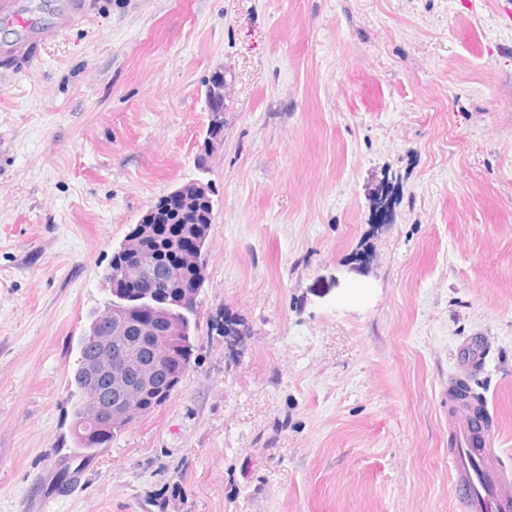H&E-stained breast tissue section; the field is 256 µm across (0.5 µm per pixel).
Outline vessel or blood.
<instances>
[{"mask_svg":"<svg viewBox=\"0 0 512 512\" xmlns=\"http://www.w3.org/2000/svg\"><path fill=\"white\" fill-rule=\"evenodd\" d=\"M461 351L460 373L448 381V456L454 494L463 512H512V471L497 462L495 428L477 422L457 397L461 376L480 369L487 351L476 339L468 340Z\"/></svg>","mask_w":512,"mask_h":512,"instance_id":"b4317fda","label":"vessel or blood"}]
</instances>
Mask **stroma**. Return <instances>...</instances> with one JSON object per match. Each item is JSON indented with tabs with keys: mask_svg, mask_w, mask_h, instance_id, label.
I'll use <instances>...</instances> for the list:
<instances>
[{
	"mask_svg": "<svg viewBox=\"0 0 512 512\" xmlns=\"http://www.w3.org/2000/svg\"><path fill=\"white\" fill-rule=\"evenodd\" d=\"M85 3L0 66V512H459L443 393L474 336L512 470V0ZM64 6L16 0L0 44ZM199 179L191 365L85 456L70 377L101 269ZM220 74H214L211 78V81L217 80L220 78ZM209 82V83H210ZM226 96V83L224 82V77L221 82H213L208 86L207 94L205 96V107L207 112L210 115V124L209 129L212 127L220 126L221 130L224 127V114L219 113V111H215L212 109V106L217 104H224V98ZM220 130V131H221ZM220 131L214 134V131L208 130V137L204 141L203 150L204 154H207L210 151L211 145H213L214 140L220 134Z\"/></svg>",
	"mask_w": 512,
	"mask_h": 512,
	"instance_id": "obj_1",
	"label": "stroma"
}]
</instances>
